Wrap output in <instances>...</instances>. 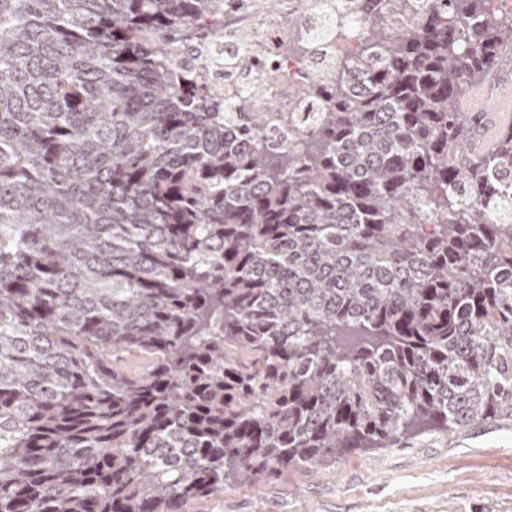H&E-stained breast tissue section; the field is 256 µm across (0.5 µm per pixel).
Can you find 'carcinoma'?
Returning <instances> with one entry per match:
<instances>
[{
	"label": "carcinoma",
	"mask_w": 512,
	"mask_h": 512,
	"mask_svg": "<svg viewBox=\"0 0 512 512\" xmlns=\"http://www.w3.org/2000/svg\"><path fill=\"white\" fill-rule=\"evenodd\" d=\"M388 1L296 156L173 56L224 0H0V512H185L512 418V129L455 112L512 17Z\"/></svg>",
	"instance_id": "1"
}]
</instances>
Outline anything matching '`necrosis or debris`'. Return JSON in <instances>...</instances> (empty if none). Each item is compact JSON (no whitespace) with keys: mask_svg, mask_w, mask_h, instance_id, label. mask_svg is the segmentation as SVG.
<instances>
[{"mask_svg":"<svg viewBox=\"0 0 512 512\" xmlns=\"http://www.w3.org/2000/svg\"><path fill=\"white\" fill-rule=\"evenodd\" d=\"M268 15L261 20L242 10L224 11V39L212 46L215 65L206 80L209 95L233 105L238 112H320V96L302 98L300 86L329 84L336 78L338 50L343 43H355L367 20L354 14L353 22L337 28L336 0H270ZM298 15L312 44L306 57L283 51L290 33L281 27L283 11Z\"/></svg>","mask_w":512,"mask_h":512,"instance_id":"4bbe7bcc","label":"necrosis or debris"}]
</instances>
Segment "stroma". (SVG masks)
<instances>
[{"mask_svg":"<svg viewBox=\"0 0 512 512\" xmlns=\"http://www.w3.org/2000/svg\"><path fill=\"white\" fill-rule=\"evenodd\" d=\"M511 106L512 46L466 91L460 109L490 113L500 126ZM186 512H512V419L452 432L419 428L393 447L227 488Z\"/></svg>","mask_w":512,"mask_h":512,"instance_id":"35a3bbf8","label":"stroma"}]
</instances>
